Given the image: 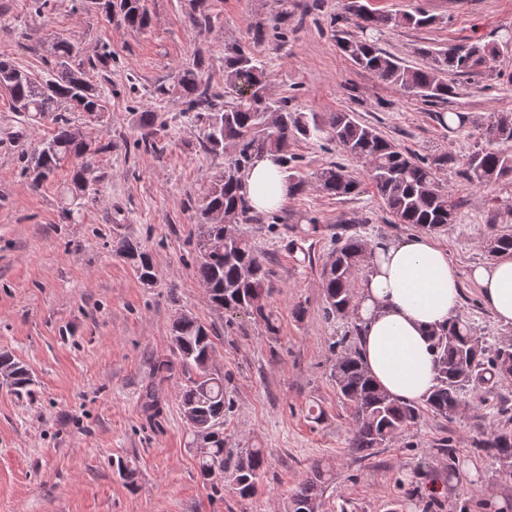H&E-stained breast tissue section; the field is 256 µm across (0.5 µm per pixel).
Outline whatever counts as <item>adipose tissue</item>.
Wrapping results in <instances>:
<instances>
[{
    "label": "adipose tissue",
    "instance_id": "1",
    "mask_svg": "<svg viewBox=\"0 0 512 512\" xmlns=\"http://www.w3.org/2000/svg\"><path fill=\"white\" fill-rule=\"evenodd\" d=\"M251 208L277 209L288 183L274 156L257 158L245 176ZM496 319L512 325V255L472 273ZM460 277L447 252L426 237L378 241L355 291L350 317L363 364L390 396L421 402L436 382L432 335L458 313Z\"/></svg>",
    "mask_w": 512,
    "mask_h": 512
}]
</instances>
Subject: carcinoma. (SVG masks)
<instances>
[{"label":"carcinoma","instance_id":"cac0c4a2","mask_svg":"<svg viewBox=\"0 0 512 512\" xmlns=\"http://www.w3.org/2000/svg\"><path fill=\"white\" fill-rule=\"evenodd\" d=\"M80 6L105 13L135 30L150 25L142 0H82ZM345 10L356 18L357 34L341 36V52L356 65L377 78L420 96L433 107L448 103L454 87L445 75L466 74L495 58L499 46L512 45V28L500 34L499 43L477 41L467 45L434 50L420 49L429 62L408 67L379 47L380 37L389 26L423 28L435 18L423 11L404 13L400 17L370 12L360 0H346ZM190 22L211 26L207 0H191ZM46 53L53 67L39 80L8 58H0V85L6 87L12 108L31 121L52 117L55 134L40 142L27 157L24 171L37 186L52 176L66 161H72L70 183L63 190V200L82 198L91 182L97 179L95 158L110 149L112 142L78 135L71 113L105 116L109 95L88 78L86 65L106 68L112 53L102 49L88 64L75 62L77 47L67 40L48 44ZM179 95L182 116L203 127L202 148L222 153L229 145L238 147L235 158L224 172L212 181L203 201L200 223L210 225L209 249L199 251L196 265L198 278L210 290L211 304L231 314H243L253 320L269 322L263 303L270 293V272L254 253L249 242L238 235L224 238V225L215 222L217 214L234 216L238 223L251 219L241 172L252 160L272 154L288 173L289 192L302 187L295 178L296 157L288 151L301 138L327 132L328 140L345 155L366 165V174L386 210L399 224H411L428 231H439L454 223L459 207L444 190L437 171L453 161L446 153L426 157L401 151L377 131L359 122L351 112H336L321 127L316 119L292 111L286 100L269 97L263 61L239 45L225 48L224 97L219 95L205 76V60L196 58L182 68L172 82L154 85L152 95L166 98ZM154 115L140 117L142 133L137 145L154 148L150 128ZM464 174L470 182L484 186L500 180H512V114L499 116L482 128L474 150L465 162ZM321 191L340 198L354 194L357 180L341 165H331L317 174ZM512 210L493 211L490 232L482 241L485 253L496 257L512 252ZM117 250L132 262L143 283L156 277L150 253L130 241H122ZM371 257V247L359 236L339 238V245L322 270V288L326 312L343 315L354 299V283L359 268ZM176 342L172 355L153 365L157 384L176 377L184 380L178 393L180 411L190 435L206 432L211 437L206 454L198 458V470L205 482L230 478L229 490L240 500L257 493L260 480L267 472V457L261 448L224 447V376L212 369L214 339L212 329L195 317L182 314L171 328ZM437 353L436 385L423 405L401 402L381 390L364 367L357 348L348 346L336 359L331 377L341 402L350 410L352 437L349 448L363 459L371 451L386 445L402 430L414 425L422 410L448 418L476 398L486 386L501 378L512 377V344L497 343L476 333L465 317H458L448 327L435 332ZM0 370L12 376L11 391L19 399L33 397V379L29 369L10 354L0 353ZM476 449L491 456L498 464L500 476L512 479V431L494 428L476 443ZM331 479L330 468L316 463L289 494L286 512H320L323 492Z\"/></svg>","mask_w":512,"mask_h":512}]
</instances>
